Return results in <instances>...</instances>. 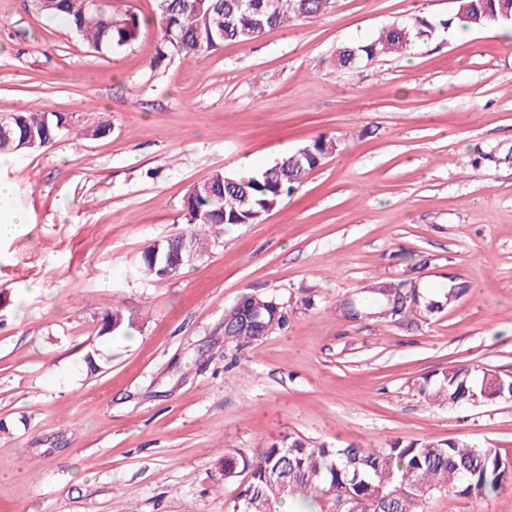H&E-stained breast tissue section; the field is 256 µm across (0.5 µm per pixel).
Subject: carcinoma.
<instances>
[{"instance_id":"obj_1","label":"carcinoma","mask_w":512,"mask_h":512,"mask_svg":"<svg viewBox=\"0 0 512 512\" xmlns=\"http://www.w3.org/2000/svg\"><path fill=\"white\" fill-rule=\"evenodd\" d=\"M158 40L156 61L170 53L196 62L226 42L244 43L270 28L293 21L315 18L330 0H156ZM45 18H63L72 31L97 51L118 50L135 43L142 22L137 14L110 2L99 8L83 0H47L40 12ZM512 20V0H455L445 20L417 17L391 25L375 38L348 43L336 53L341 68L386 55H400L414 42L439 29L468 31ZM0 135V151L35 153L47 148L63 132L71 131L65 113L18 110L6 120ZM336 142L316 138L288 154L271 167L231 176L225 183L223 171L195 184L184 201L188 232L149 245L141 254L135 273L155 280L177 274L166 270L167 257L181 239L193 256L203 251L197 229L217 224H255L267 209L291 194L304 177L336 151ZM463 283H453L438 299L414 296L394 310L399 316L431 314L448 304V295H460ZM396 296L373 292L369 297L350 299L344 308L356 316L369 310H384ZM276 298L247 297L226 319L227 331L243 341L258 340L281 325ZM135 326L134 318L120 310L102 318L100 334L114 335ZM432 388L435 400L468 404L496 390L512 395V376L491 378L468 367H450L422 388ZM245 475V483L232 505V512H280L289 500L301 502L310 512H427L428 499L435 493L461 497L481 496L496 491L512 477V468L495 448H470L454 440L417 439L396 441L387 448L349 445L336 448L297 433L278 436L251 454L224 452V479Z\"/></svg>"}]
</instances>
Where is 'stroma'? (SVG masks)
Instances as JSON below:
<instances>
[{
	"label": "stroma",
	"mask_w": 512,
	"mask_h": 512,
	"mask_svg": "<svg viewBox=\"0 0 512 512\" xmlns=\"http://www.w3.org/2000/svg\"><path fill=\"white\" fill-rule=\"evenodd\" d=\"M452 0H332L323 14L153 66L157 35L92 50L31 0H0V117L75 128L14 155L0 242V512H230L224 454L296 431L344 447L452 439L512 462V401L446 406L424 376L512 375V26L438 32L402 56L336 66L343 44ZM338 147L256 224L209 235L166 280L142 251L187 232L189 189L273 165L318 136ZM467 292L441 313L344 315L378 280ZM281 329L224 334L248 296ZM136 319L103 336V315ZM95 365H88L86 355ZM429 512H512V479Z\"/></svg>",
	"instance_id": "35a3bbf8"
}]
</instances>
